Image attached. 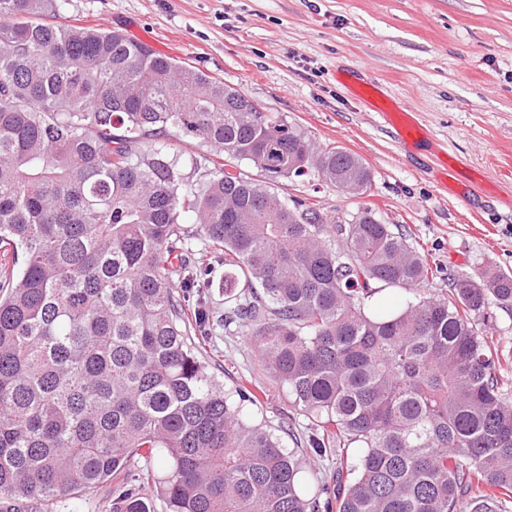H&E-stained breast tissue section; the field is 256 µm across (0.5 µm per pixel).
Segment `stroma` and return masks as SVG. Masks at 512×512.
<instances>
[{
  "mask_svg": "<svg viewBox=\"0 0 512 512\" xmlns=\"http://www.w3.org/2000/svg\"><path fill=\"white\" fill-rule=\"evenodd\" d=\"M56 21L186 61L372 171L359 201L311 180H283L284 196L342 213L367 205L448 273L512 272V0H63ZM369 78L421 113L430 141L397 147L394 128L347 89ZM202 342L200 360L225 388L263 387L250 412L298 450L314 492L335 460L297 446L310 422L259 370L253 337L218 320Z\"/></svg>",
  "mask_w": 512,
  "mask_h": 512,
  "instance_id": "35a3bbf8",
  "label": "stroma"
}]
</instances>
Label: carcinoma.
Instances as JSON below:
<instances>
[{
    "mask_svg": "<svg viewBox=\"0 0 512 512\" xmlns=\"http://www.w3.org/2000/svg\"><path fill=\"white\" fill-rule=\"evenodd\" d=\"M60 2L0 0V512H84L104 483L112 512H152L147 485L167 512H497L512 353L483 327L512 308V274L446 276L367 206L284 197L281 180L319 176L359 198L371 171L119 31L45 22ZM171 130L207 147L203 180ZM188 219L208 245L193 265ZM210 253L224 325L257 338L310 447L362 449L333 496L304 492L303 457L245 410L255 393L201 365L191 331L213 313L190 294ZM387 289L409 298L385 306Z\"/></svg>",
    "mask_w": 512,
    "mask_h": 512,
    "instance_id": "carcinoma-1",
    "label": "carcinoma"
}]
</instances>
